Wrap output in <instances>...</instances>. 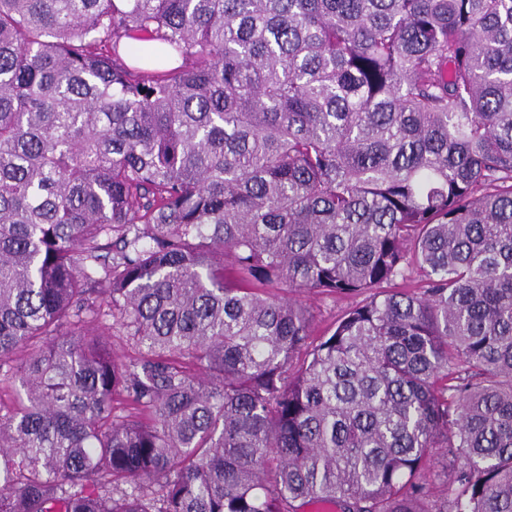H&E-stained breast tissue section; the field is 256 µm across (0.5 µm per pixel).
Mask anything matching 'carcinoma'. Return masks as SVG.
<instances>
[{
    "label": "carcinoma",
    "mask_w": 512,
    "mask_h": 512,
    "mask_svg": "<svg viewBox=\"0 0 512 512\" xmlns=\"http://www.w3.org/2000/svg\"><path fill=\"white\" fill-rule=\"evenodd\" d=\"M3 384L0 512H512V0H0Z\"/></svg>",
    "instance_id": "1"
}]
</instances>
